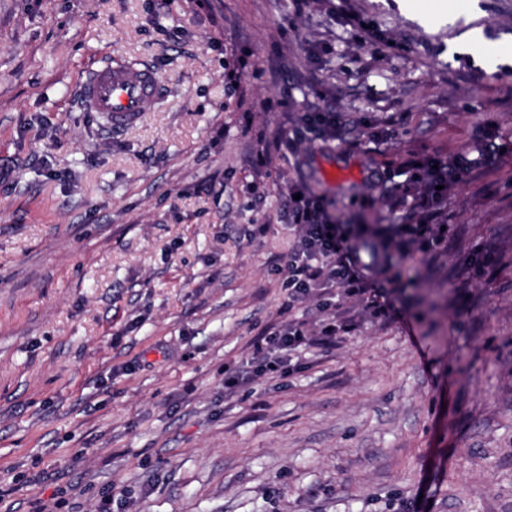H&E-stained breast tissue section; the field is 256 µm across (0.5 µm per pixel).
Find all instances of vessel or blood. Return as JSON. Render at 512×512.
Here are the masks:
<instances>
[{
    "label": "vessel or blood",
    "mask_w": 512,
    "mask_h": 512,
    "mask_svg": "<svg viewBox=\"0 0 512 512\" xmlns=\"http://www.w3.org/2000/svg\"><path fill=\"white\" fill-rule=\"evenodd\" d=\"M163 99L158 70L117 52L88 63L77 85L79 110L95 114L101 130L111 134L144 121Z\"/></svg>",
    "instance_id": "1"
}]
</instances>
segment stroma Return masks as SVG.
I'll return each mask as SVG.
<instances>
[{"label":"stroma","mask_w":512,"mask_h":512,"mask_svg":"<svg viewBox=\"0 0 512 512\" xmlns=\"http://www.w3.org/2000/svg\"><path fill=\"white\" fill-rule=\"evenodd\" d=\"M337 2L0 0V512H512V0H345L387 47ZM108 51L167 93L117 135L70 100ZM483 131L404 314L225 395L288 302L281 190L400 224L404 164ZM263 137L295 146L257 169ZM304 124L307 130L317 132L321 139L336 138V126L338 124L336 112L329 110L308 112L305 115Z\"/></svg>","instance_id":"1"}]
</instances>
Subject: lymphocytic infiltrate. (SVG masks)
<instances>
[{
    "mask_svg": "<svg viewBox=\"0 0 512 512\" xmlns=\"http://www.w3.org/2000/svg\"><path fill=\"white\" fill-rule=\"evenodd\" d=\"M487 163L480 143L474 150L449 160L429 156L417 163L408 162L403 168L402 186L412 196L413 219L382 229L389 249L372 256L365 254L357 226L338 221L325 200L305 184H289L282 214L295 227L297 239L283 270L288 306L293 310L312 303L322 315L310 319L292 314L271 324L254 346L253 370H225V393L234 394L254 376H286L305 350L336 346L358 331L360 321L343 311L331 310L336 295L358 300L371 318L388 316L393 303L382 282L391 270L397 277L405 275L404 269H391L392 254L427 257L446 247L448 220L443 207L448 199L447 187L460 175Z\"/></svg>",
    "mask_w": 512,
    "mask_h": 512,
    "instance_id": "obj_1",
    "label": "lymphocytic infiltrate"
}]
</instances>
